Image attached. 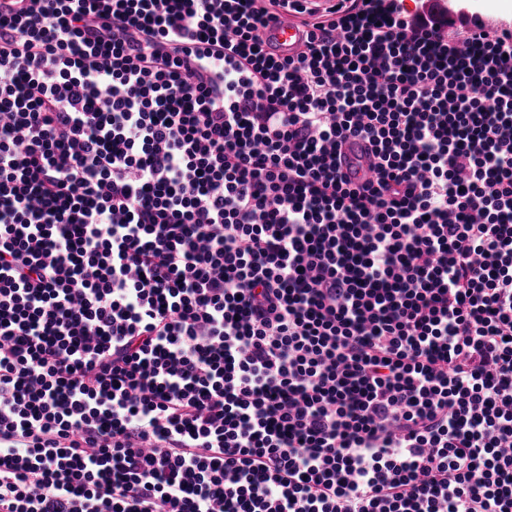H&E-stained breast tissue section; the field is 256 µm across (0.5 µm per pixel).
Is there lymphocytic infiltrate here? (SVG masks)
<instances>
[{
    "instance_id": "1",
    "label": "lymphocytic infiltrate",
    "mask_w": 512,
    "mask_h": 512,
    "mask_svg": "<svg viewBox=\"0 0 512 512\" xmlns=\"http://www.w3.org/2000/svg\"><path fill=\"white\" fill-rule=\"evenodd\" d=\"M0 512H512V29L0 0ZM303 28L295 20L293 13L288 12L278 22L271 23L264 30V39L272 44L281 54H292L302 43Z\"/></svg>"
}]
</instances>
